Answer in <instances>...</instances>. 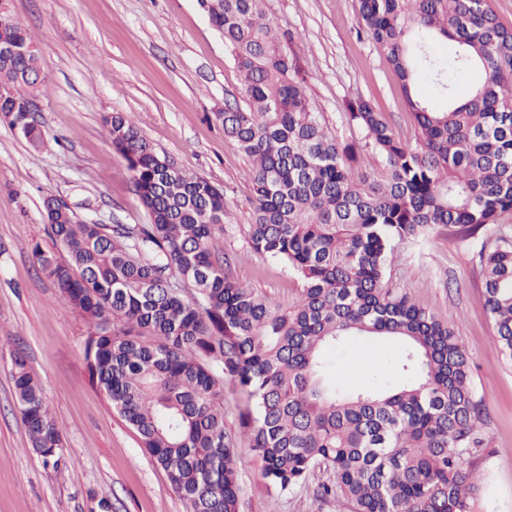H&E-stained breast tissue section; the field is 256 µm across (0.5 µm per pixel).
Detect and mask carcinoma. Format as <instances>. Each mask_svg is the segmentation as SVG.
<instances>
[{
  "label": "carcinoma",
  "mask_w": 512,
  "mask_h": 512,
  "mask_svg": "<svg viewBox=\"0 0 512 512\" xmlns=\"http://www.w3.org/2000/svg\"><path fill=\"white\" fill-rule=\"evenodd\" d=\"M224 36L245 104L218 113L252 162V247L303 283L286 310L216 256L224 188L160 156L133 118H103L148 224H92L44 203L58 259L32 257L86 325L91 380L159 465L187 512H239L237 438L224 429V379L243 403L242 435L262 476L285 492L325 476L316 497L351 512H470L466 457L483 447L471 358L453 328L390 286L389 258L435 225L474 233L512 213V28L489 0H358V23L399 77L414 141L369 101L349 102L364 144L328 135L305 78L282 49L266 0H198ZM451 41L452 60L432 42ZM0 114L34 145L16 104L32 97L39 56L0 0ZM485 80L459 101L474 68ZM381 170L360 169L363 148ZM494 341L512 360V233L482 244ZM353 336L398 347L397 376L336 383L328 354ZM16 406L32 449L58 465L64 440L24 353L11 354Z\"/></svg>",
  "instance_id": "cac0c4a2"
}]
</instances>
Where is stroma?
I'll list each match as a JSON object with an SVG mask.
<instances>
[{"label": "stroma", "instance_id": "1", "mask_svg": "<svg viewBox=\"0 0 512 512\" xmlns=\"http://www.w3.org/2000/svg\"><path fill=\"white\" fill-rule=\"evenodd\" d=\"M10 10L39 49L34 103L43 141L32 145L0 116V512H91L102 498L112 512H186L164 472L92 385L85 324L39 271L32 247L66 255L48 234L49 196L92 223H149L128 163L102 122L126 112L159 155L223 186L220 244L233 276L273 306H292L298 276L255 251L242 232L251 221L252 163L217 119L226 101L245 99L232 51L198 0H10ZM267 12L282 48L307 75V97L330 135L361 141L344 114L349 101L362 98L400 137H413L399 82L360 29L356 0H267ZM481 242L436 226L405 240L388 274L413 302L453 327L471 357L485 442L468 463L480 479L472 512H512V362L495 345L484 307ZM369 347L361 338L330 354L338 380L372 383L360 360ZM18 348L63 434L60 468L44 465L32 450L16 407L10 355ZM224 427L239 437V409L229 394ZM237 468L239 512H350L343 502H314L307 487L271 488L261 460L240 437Z\"/></svg>", "mask_w": 512, "mask_h": 512}]
</instances>
